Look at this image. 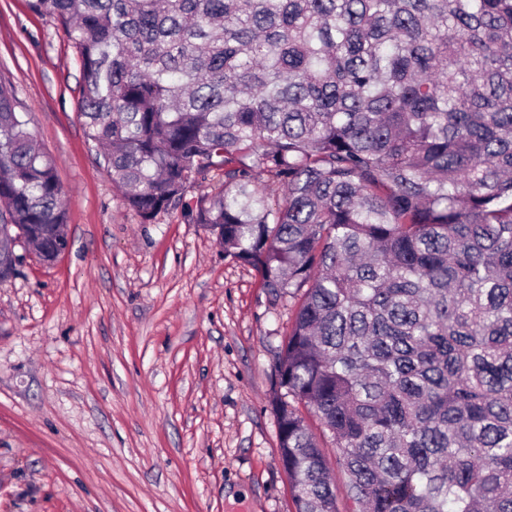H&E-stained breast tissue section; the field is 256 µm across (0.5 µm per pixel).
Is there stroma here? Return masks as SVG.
I'll return each mask as SVG.
<instances>
[{
    "label": "stroma",
    "mask_w": 512,
    "mask_h": 512,
    "mask_svg": "<svg viewBox=\"0 0 512 512\" xmlns=\"http://www.w3.org/2000/svg\"><path fill=\"white\" fill-rule=\"evenodd\" d=\"M0 78L55 162L70 246L0 280V512H296L274 364L292 303L181 209L141 222L78 114L63 26L0 0Z\"/></svg>",
    "instance_id": "1"
}]
</instances>
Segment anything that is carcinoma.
I'll list each match as a JSON object with an SVG mask.
<instances>
[{"mask_svg":"<svg viewBox=\"0 0 512 512\" xmlns=\"http://www.w3.org/2000/svg\"><path fill=\"white\" fill-rule=\"evenodd\" d=\"M95 155L297 300L274 403L296 512H512V0H28ZM0 81V232L68 246ZM224 185L191 204L187 184ZM301 411H302L304 417L306 418V421L309 424V426L311 427V429L319 437L320 443L326 447L328 466L332 470V478L336 484L337 511L345 512L349 508V503L345 500V497H344L343 475L336 468V455L333 451L331 442L329 441V438L323 437L321 428H320L317 420L312 415L307 413V411L304 410L303 408H301Z\"/></svg>","mask_w":512,"mask_h":512,"instance_id":"cac0c4a2","label":"carcinoma"}]
</instances>
